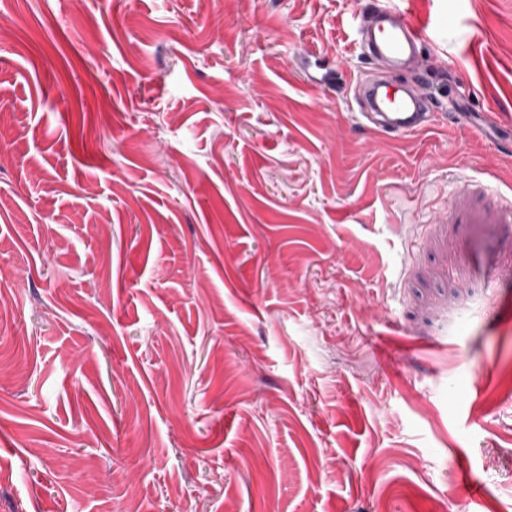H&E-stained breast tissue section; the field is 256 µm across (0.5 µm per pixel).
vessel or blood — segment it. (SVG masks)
Returning a JSON list of instances; mask_svg holds the SVG:
<instances>
[{"instance_id": "1", "label": "vessel or blood", "mask_w": 512, "mask_h": 512, "mask_svg": "<svg viewBox=\"0 0 512 512\" xmlns=\"http://www.w3.org/2000/svg\"><path fill=\"white\" fill-rule=\"evenodd\" d=\"M356 32L361 47L394 63L412 56L431 41L422 25L405 12L390 7L374 10L370 21L359 22ZM359 91L366 102L363 116L379 133H418L433 124V113L424 111L422 100L412 93L382 80L361 85Z\"/></svg>"}]
</instances>
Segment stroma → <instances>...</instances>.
I'll list each match as a JSON object with an SVG mask.
<instances>
[{"instance_id":"stroma-1","label":"stroma","mask_w":512,"mask_h":512,"mask_svg":"<svg viewBox=\"0 0 512 512\" xmlns=\"http://www.w3.org/2000/svg\"><path fill=\"white\" fill-rule=\"evenodd\" d=\"M382 6L0 0V512H512V0L397 139ZM359 92L367 105L361 116L381 134L418 133L433 125L434 113L423 112L420 98L383 80L361 85Z\"/></svg>"}]
</instances>
